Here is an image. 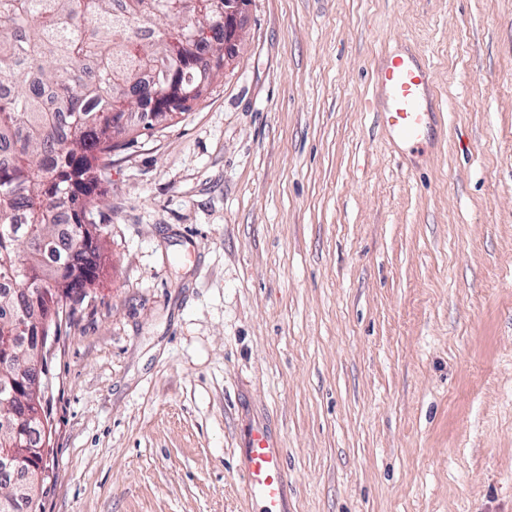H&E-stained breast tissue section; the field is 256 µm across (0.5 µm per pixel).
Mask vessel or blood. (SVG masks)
Returning <instances> with one entry per match:
<instances>
[{"label": "vessel or blood", "instance_id": "vessel-or-blood-1", "mask_svg": "<svg viewBox=\"0 0 512 512\" xmlns=\"http://www.w3.org/2000/svg\"><path fill=\"white\" fill-rule=\"evenodd\" d=\"M373 114L396 147L419 152L428 146L437 120L433 108L434 70L412 54H396L373 64ZM285 450L267 432L254 430L245 450L247 496L258 512H287Z\"/></svg>", "mask_w": 512, "mask_h": 512}]
</instances>
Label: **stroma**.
<instances>
[{
  "label": "stroma",
  "mask_w": 512,
  "mask_h": 512,
  "mask_svg": "<svg viewBox=\"0 0 512 512\" xmlns=\"http://www.w3.org/2000/svg\"><path fill=\"white\" fill-rule=\"evenodd\" d=\"M426 55L402 171L366 110ZM101 270L46 357L39 512H512V0H252L186 112L124 136ZM373 114L396 147L424 151L439 112L433 102L434 70L412 54L372 65ZM285 448L267 432L256 429L245 448L244 480L247 496L258 506L257 512H287Z\"/></svg>",
  "instance_id": "1"
}]
</instances>
